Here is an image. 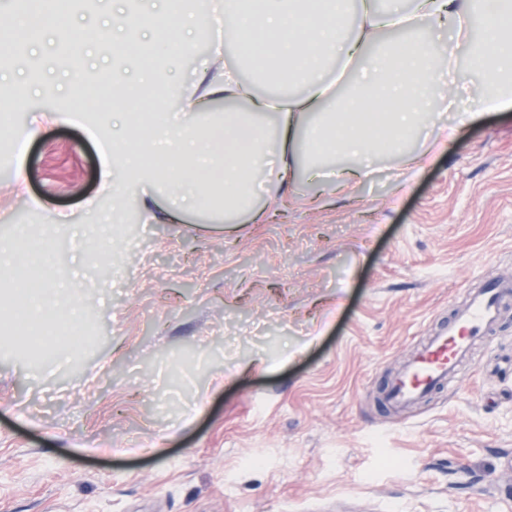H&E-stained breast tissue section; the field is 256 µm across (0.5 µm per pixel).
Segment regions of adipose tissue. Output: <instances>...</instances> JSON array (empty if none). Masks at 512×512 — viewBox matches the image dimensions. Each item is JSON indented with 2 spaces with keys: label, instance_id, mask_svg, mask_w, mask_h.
<instances>
[{
  "label": "adipose tissue",
  "instance_id": "1",
  "mask_svg": "<svg viewBox=\"0 0 512 512\" xmlns=\"http://www.w3.org/2000/svg\"><path fill=\"white\" fill-rule=\"evenodd\" d=\"M358 18H351L349 0H258L257 8L235 7L224 0V31L247 54L260 58L274 79L300 85L301 93L270 100L253 94L236 70L219 67L216 75H201L184 104L198 113L211 102H227L223 119L206 132V161H198L185 133H164V151L140 140L116 143V160L147 183L164 177L166 165L179 161L172 174L178 189H190L193 204L207 203L206 189L224 184V207L240 206L255 184L254 175L276 162L289 176L300 172L310 156H345L350 167L333 169L338 181L365 173L364 161L378 147L403 151L413 132L428 117V104L445 96L437 74L448 64L419 35L424 20H445L449 30L465 36L464 22L481 21L484 38L471 53L481 63L476 87L479 102L512 104V0H414L410 11L397 4L359 0ZM399 27L406 40L376 45L382 30ZM354 64L355 80L337 93L322 76L326 60ZM22 261L40 270L34 287L26 289L30 305L25 315L44 319L55 293V268L26 252Z\"/></svg>",
  "mask_w": 512,
  "mask_h": 512
}]
</instances>
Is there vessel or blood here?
Masks as SVG:
<instances>
[{"mask_svg": "<svg viewBox=\"0 0 512 512\" xmlns=\"http://www.w3.org/2000/svg\"><path fill=\"white\" fill-rule=\"evenodd\" d=\"M512 296V279L493 280L473 293L467 306L439 333L429 337L420 352L386 388L385 403L407 405L425 398L452 378L472 344L495 324L501 302Z\"/></svg>", "mask_w": 512, "mask_h": 512, "instance_id": "vessel-or-blood-1", "label": "vessel or blood"}]
</instances>
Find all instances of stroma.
I'll use <instances>...</instances> for the list:
<instances>
[{"label": "stroma", "mask_w": 512, "mask_h": 512, "mask_svg": "<svg viewBox=\"0 0 512 512\" xmlns=\"http://www.w3.org/2000/svg\"><path fill=\"white\" fill-rule=\"evenodd\" d=\"M116 10L136 4L73 0L69 26L16 41L27 66L0 60V96L30 94L0 119V254L71 271L92 338L32 345L10 328L25 272L0 278V512H512V303L449 387L378 402L471 291L512 277V107L433 106L431 127L462 119L452 143L418 135L345 185L259 171L264 224L151 222L130 172L102 182L121 111L76 105ZM135 39L181 127L210 47L174 61L151 27ZM426 39L477 82L455 34Z\"/></svg>", "instance_id": "1"}]
</instances>
